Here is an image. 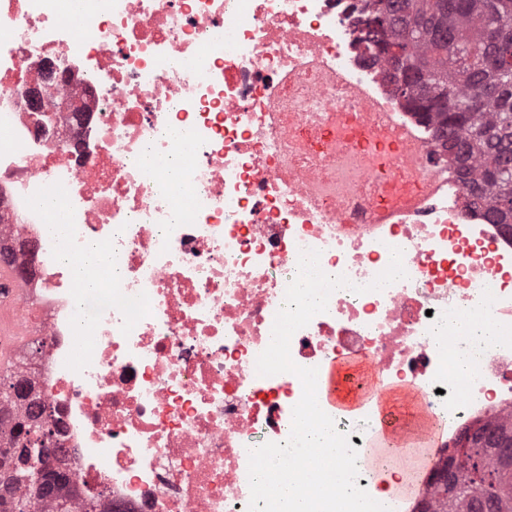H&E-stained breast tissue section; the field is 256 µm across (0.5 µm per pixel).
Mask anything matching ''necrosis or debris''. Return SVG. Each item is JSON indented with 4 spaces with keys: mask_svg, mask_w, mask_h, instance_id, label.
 Segmentation results:
<instances>
[{
    "mask_svg": "<svg viewBox=\"0 0 512 512\" xmlns=\"http://www.w3.org/2000/svg\"><path fill=\"white\" fill-rule=\"evenodd\" d=\"M365 0H0V242L17 251L22 310L44 347L24 361L61 428L76 501L102 512H248V451L285 443L302 384L256 360L296 256L371 283L335 290L292 337L293 361H364L445 429L411 490L370 465L372 409L336 415L359 488L395 512L433 502L434 462L463 432L512 419V232L466 204L434 123L369 61ZM39 88L52 112H32ZM361 88L417 143L415 167L373 171L341 134ZM436 181L431 195L427 182ZM421 205L373 223L398 194ZM46 193L56 211L37 207ZM64 225L50 236L46 225ZM112 256L83 293L61 255ZM460 312L473 313L467 324ZM480 354L458 376L452 352Z\"/></svg>",
    "mask_w": 512,
    "mask_h": 512,
    "instance_id": "4bbe7bcc",
    "label": "necrosis or debris"
}]
</instances>
